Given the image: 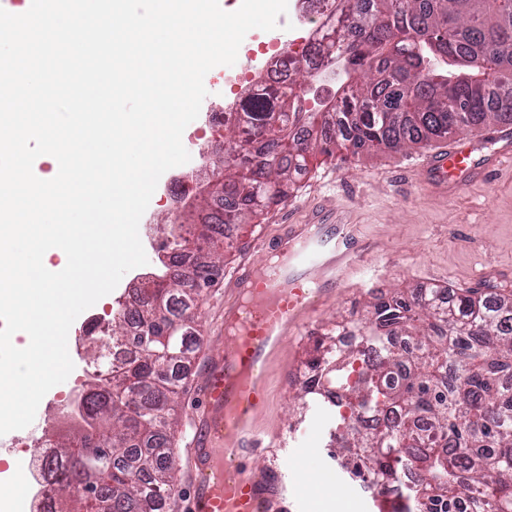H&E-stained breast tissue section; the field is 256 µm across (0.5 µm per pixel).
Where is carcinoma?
<instances>
[{"label":"carcinoma","mask_w":512,"mask_h":512,"mask_svg":"<svg viewBox=\"0 0 512 512\" xmlns=\"http://www.w3.org/2000/svg\"><path fill=\"white\" fill-rule=\"evenodd\" d=\"M336 51L345 86L298 112L292 88L307 71L292 65L290 89L246 96L228 127L233 154L219 160L222 188L198 202L207 265L224 264V239L260 208L288 197L306 156L350 143L373 151L428 144L512 110V0H337ZM172 265L133 311L136 329L112 322L109 339L131 350L123 373L94 376L79 430L54 443L48 473L73 512H165L175 490L168 435L176 426L177 371L196 349L184 312L196 289L170 267L195 264L189 240L171 227ZM380 347L351 382L353 352L320 343L313 368L371 412L405 410L406 431L369 436L346 423L336 453L354 455L351 474L409 493L379 512H512V295L440 288L378 298L367 317L343 320Z\"/></svg>","instance_id":"1"}]
</instances>
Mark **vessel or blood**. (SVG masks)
I'll list each match as a JSON object with an SVG mask.
<instances>
[{"instance_id":"1","label":"vessel or blood","mask_w":512,"mask_h":512,"mask_svg":"<svg viewBox=\"0 0 512 512\" xmlns=\"http://www.w3.org/2000/svg\"><path fill=\"white\" fill-rule=\"evenodd\" d=\"M494 151L476 160L477 144L465 136L432 149L416 167L421 183L444 194L512 161V119L496 124ZM375 253L354 224H292L263 258L243 261L224 307V357L207 369L200 419L191 440L192 512H290L288 475L271 465L254 474L250 459L276 444L258 423L268 404L266 363L285 338L307 326L319 298L348 285L350 274Z\"/></svg>"}]
</instances>
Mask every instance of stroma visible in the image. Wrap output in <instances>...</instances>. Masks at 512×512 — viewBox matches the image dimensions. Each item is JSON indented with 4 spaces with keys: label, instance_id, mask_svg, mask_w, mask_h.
<instances>
[{
    "label": "stroma",
    "instance_id": "stroma-1",
    "mask_svg": "<svg viewBox=\"0 0 512 512\" xmlns=\"http://www.w3.org/2000/svg\"><path fill=\"white\" fill-rule=\"evenodd\" d=\"M226 145L223 134L204 135L188 163L162 175L142 223L166 224L172 197L185 188L197 193L208 179L204 155L219 154ZM423 153L414 146L379 153L362 150L348 159L312 157L286 200L235 230L222 276L206 288L194 309L200 342L176 413L177 491L168 512H188L191 414L201 403L206 367L224 351L229 278L243 259L260 258L256 242L275 238L283 225L310 221L360 225L362 233L377 242L378 253L371 268L357 271L353 286L338 289L319 306L314 331L289 338L270 357L263 422L283 434L285 444L276 450L279 460L302 474L288 482L293 512H376L370 493L352 479L347 459L335 453V408L323 399L300 395L321 328L340 316L361 317L377 295L391 297L428 287L456 292L489 284L512 292V168L501 166L491 177L445 197L417 180L413 166Z\"/></svg>",
    "mask_w": 512,
    "mask_h": 512
}]
</instances>
